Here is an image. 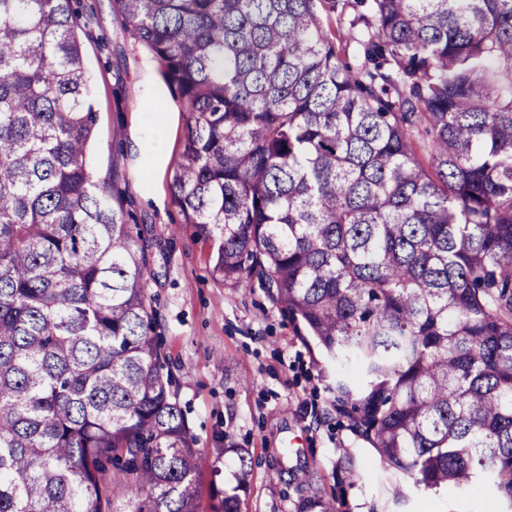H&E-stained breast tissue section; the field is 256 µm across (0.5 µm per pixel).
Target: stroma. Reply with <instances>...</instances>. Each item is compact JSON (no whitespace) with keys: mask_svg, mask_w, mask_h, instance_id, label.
Returning <instances> with one entry per match:
<instances>
[{"mask_svg":"<svg viewBox=\"0 0 512 512\" xmlns=\"http://www.w3.org/2000/svg\"><path fill=\"white\" fill-rule=\"evenodd\" d=\"M83 48L98 178L115 177L127 207L152 243L149 292L157 331L171 357L179 402L206 463L198 475L199 512H222L235 484L237 449L251 461L242 512H294L296 474L343 499V512H507L489 487L409 492L393 501L374 451L339 427L330 405L336 365L269 297L259 281L217 282L208 243L194 236L173 203L170 183L182 150L185 114L149 51L122 26L115 0H84ZM164 108L167 146L148 153L145 117Z\"/></svg>","mask_w":512,"mask_h":512,"instance_id":"35a3bbf8","label":"stroma"}]
</instances>
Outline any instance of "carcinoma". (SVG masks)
Instances as JSON below:
<instances>
[{"instance_id": "1", "label": "carcinoma", "mask_w": 512, "mask_h": 512, "mask_svg": "<svg viewBox=\"0 0 512 512\" xmlns=\"http://www.w3.org/2000/svg\"><path fill=\"white\" fill-rule=\"evenodd\" d=\"M116 3L186 113L171 193L216 280L355 368L332 406L395 500L512 508V0H354L353 67L336 0ZM80 15L0 0V512H198L149 245L87 162Z\"/></svg>"}]
</instances>
